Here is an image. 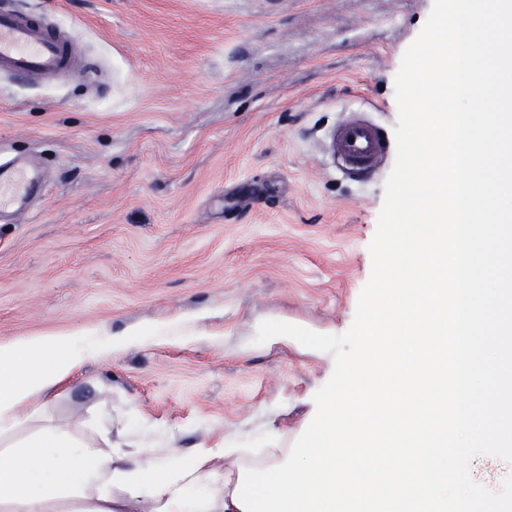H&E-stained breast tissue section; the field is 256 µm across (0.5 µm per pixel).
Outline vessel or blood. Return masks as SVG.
Wrapping results in <instances>:
<instances>
[{
  "label": "vessel or blood",
  "mask_w": 512,
  "mask_h": 512,
  "mask_svg": "<svg viewBox=\"0 0 512 512\" xmlns=\"http://www.w3.org/2000/svg\"><path fill=\"white\" fill-rule=\"evenodd\" d=\"M72 33L60 31L43 17L11 10L0 11V68L18 75L53 80L76 72L79 60ZM330 151L342 169L369 173L388 151L380 127L361 114L350 115L334 129ZM37 183L35 174L0 166V192L11 191L15 199L29 194Z\"/></svg>",
  "instance_id": "b4317fda"
}]
</instances>
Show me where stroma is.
<instances>
[{"instance_id":"obj_1","label":"stroma","mask_w":512,"mask_h":512,"mask_svg":"<svg viewBox=\"0 0 512 512\" xmlns=\"http://www.w3.org/2000/svg\"><path fill=\"white\" fill-rule=\"evenodd\" d=\"M432 5L0 0L71 31L86 65L0 72V161L46 176L27 211L0 207V340L160 333L88 360L48 404L54 424L174 455L314 415L332 355L253 339L265 320L351 326L395 156L351 176L330 135L355 111L392 132Z\"/></svg>"}]
</instances>
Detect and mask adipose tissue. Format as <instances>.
<instances>
[{
    "label": "adipose tissue",
    "mask_w": 512,
    "mask_h": 512,
    "mask_svg": "<svg viewBox=\"0 0 512 512\" xmlns=\"http://www.w3.org/2000/svg\"><path fill=\"white\" fill-rule=\"evenodd\" d=\"M99 354L66 338L0 342V512H242L232 501L239 467L284 462L288 435L277 429L258 448L220 441L159 457L146 442L113 444L105 428L86 441L43 423L41 397L57 396ZM25 428L30 436L15 441ZM219 459L220 479L214 476Z\"/></svg>",
    "instance_id": "1"
}]
</instances>
